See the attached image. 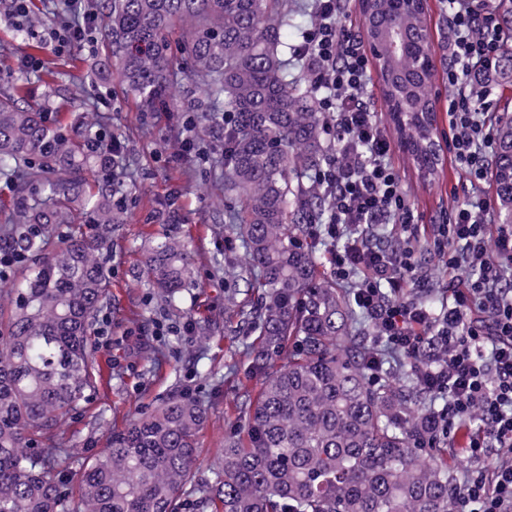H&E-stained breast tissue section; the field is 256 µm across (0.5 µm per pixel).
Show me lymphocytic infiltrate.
Listing matches in <instances>:
<instances>
[{
	"mask_svg": "<svg viewBox=\"0 0 512 512\" xmlns=\"http://www.w3.org/2000/svg\"><path fill=\"white\" fill-rule=\"evenodd\" d=\"M475 0H448V150L472 195L451 209L446 223L423 236V217L391 162L392 141L365 99L370 58L361 34L346 25L348 0H314V22L296 48L309 85L319 92L333 150L312 183L329 198L327 234L336 247L329 268L355 278L356 303L373 326L376 344L419 355L438 342L442 358L424 370L428 389L442 396L440 439L471 415L482 426L464 456L497 449L490 473L461 483L467 512H512V225L492 223L481 185L494 156L489 90L473 92L472 75L494 58L498 24ZM390 227L393 247L374 244L373 227ZM446 259L451 277L444 306L430 309L408 297L423 287L415 245Z\"/></svg>",
	"mask_w": 512,
	"mask_h": 512,
	"instance_id": "1",
	"label": "lymphocytic infiltrate"
}]
</instances>
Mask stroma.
I'll return each instance as SVG.
<instances>
[{"mask_svg": "<svg viewBox=\"0 0 512 512\" xmlns=\"http://www.w3.org/2000/svg\"><path fill=\"white\" fill-rule=\"evenodd\" d=\"M33 39L42 45L39 54L30 59L21 53L0 55V71L37 75L45 63L60 67L59 82L77 111L90 118L111 114L113 132L124 139L122 179L136 186L126 200L125 232L112 241L111 309L92 329L94 356L111 367L112 380L98 386L75 414L72 444L81 455L97 454L107 447L113 428L124 427L132 415L150 409L178 381L209 407L198 435L199 462L208 464L225 436L241 426L227 415V408L240 391L260 386L259 379L245 371L243 350L249 339L237 316L244 284L215 272L210 263L216 253L231 255L239 263L245 260L239 241L222 228L225 214L235 206L217 186L223 172L213 160L223 145L201 135L191 154L180 155L178 131L187 113L140 111L118 76L107 71L102 39L59 52L41 25ZM392 160L424 223H444L449 209L471 191L450 156H443L436 171L429 173L398 143ZM169 227L195 252V286L179 311L152 298L136 277L142 240ZM148 307L153 310L150 321H137V314ZM99 415L107 424L93 427Z\"/></svg>", "mask_w": 512, "mask_h": 512, "instance_id": "1", "label": "stroma"}]
</instances>
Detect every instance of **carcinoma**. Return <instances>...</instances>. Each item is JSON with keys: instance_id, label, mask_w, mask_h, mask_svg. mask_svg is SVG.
Here are the masks:
<instances>
[{"instance_id": "carcinoma-1", "label": "carcinoma", "mask_w": 512, "mask_h": 512, "mask_svg": "<svg viewBox=\"0 0 512 512\" xmlns=\"http://www.w3.org/2000/svg\"><path fill=\"white\" fill-rule=\"evenodd\" d=\"M293 0H94L106 50L143 112L200 102L177 96L181 71L207 100L200 122L224 143L228 217L246 263L218 253L213 268L261 290L240 311L256 338L246 372L255 396L234 404L242 431L206 469L198 464L203 400L177 387L112 431L109 447L81 457L65 428L102 377L90 327L110 305L107 254L124 229L114 200L112 149L96 125H69L7 74L0 79V177L13 189L0 211V512H455V477L439 447L442 399L416 362L377 352L360 327L353 292L320 270L329 245L327 195L307 184L332 152L314 90L288 67L282 31ZM506 42L486 82L512 90V0H494ZM362 37L390 119L417 165L441 161L435 64L425 0H360ZM498 223L512 224V117L495 129ZM141 279L176 309L194 286L188 245L171 233L145 240ZM376 366L378 378L371 377Z\"/></svg>"}]
</instances>
